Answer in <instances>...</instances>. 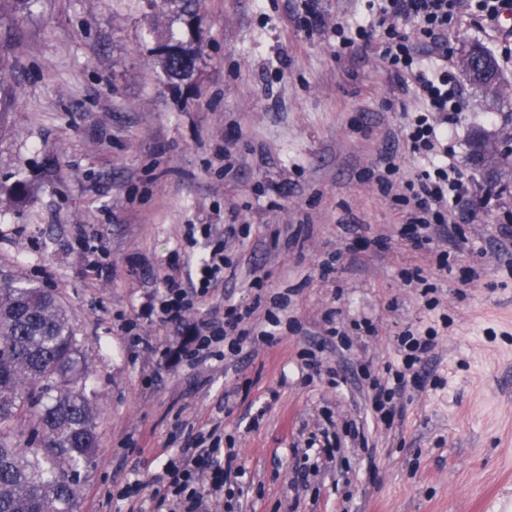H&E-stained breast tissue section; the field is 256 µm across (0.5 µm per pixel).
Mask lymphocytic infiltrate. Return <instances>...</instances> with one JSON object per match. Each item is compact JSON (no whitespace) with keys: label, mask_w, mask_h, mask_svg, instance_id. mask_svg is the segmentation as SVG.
<instances>
[{"label":"lymphocytic infiltrate","mask_w":512,"mask_h":512,"mask_svg":"<svg viewBox=\"0 0 512 512\" xmlns=\"http://www.w3.org/2000/svg\"><path fill=\"white\" fill-rule=\"evenodd\" d=\"M465 8L475 20L493 22L505 10L512 9V0H381L374 26L360 25L352 30L340 20L332 29L344 53L354 57L373 50L387 63L399 89H412L422 95L426 109L412 118L406 133L413 153L426 155L434 151L440 140L446 138L449 124L458 118L460 106L448 71V30ZM403 18L418 21V35L402 29L399 21ZM396 169L394 154H386L383 167L374 178L382 194L410 205L408 221L415 227L411 237L413 248L426 252L434 239L454 241V209L474 184L459 169L453 154L443 152L438 163L423 168L416 179L400 184L391 179ZM224 265V247L218 244L200 257L196 282L184 283L176 270L163 268L161 287L154 298L159 320L181 322L212 288L219 286ZM255 311L252 305H232L224 313L223 325L201 323L195 331V345L183 352L185 359L196 365L223 357L227 352L240 354L244 345L252 341L243 322ZM436 336L432 328L423 338L408 330L398 335L397 341L406 352L402 369L394 372L393 384L377 381L372 385L370 403L376 424H392L398 408L396 398L407 387L406 374L428 357ZM220 443L216 437L208 448L181 449L178 460L168 461L153 475L155 494L167 503L169 512H214L223 500L236 458L222 454Z\"/></svg>","instance_id":"1"}]
</instances>
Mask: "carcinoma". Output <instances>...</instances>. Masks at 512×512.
<instances>
[{
    "mask_svg": "<svg viewBox=\"0 0 512 512\" xmlns=\"http://www.w3.org/2000/svg\"><path fill=\"white\" fill-rule=\"evenodd\" d=\"M195 30L200 0H147ZM30 0H0V20L19 17ZM15 45L0 35V132L7 127ZM160 71L172 86L192 80L200 60L193 41L172 40L154 48ZM494 59L481 44L461 58ZM27 413L37 435L21 447L15 420ZM97 408L87 393L85 366L74 314L51 290L0 282V512H77L73 475L93 461L99 447Z\"/></svg>",
    "mask_w": 512,
    "mask_h": 512,
    "instance_id": "obj_1",
    "label": "carcinoma"
}]
</instances>
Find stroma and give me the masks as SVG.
I'll return each instance as SVG.
<instances>
[{
	"mask_svg": "<svg viewBox=\"0 0 512 512\" xmlns=\"http://www.w3.org/2000/svg\"><path fill=\"white\" fill-rule=\"evenodd\" d=\"M368 0H201L197 31L156 22L144 0H31L17 25V94L0 133V280L56 292L76 315L99 448L76 477L79 512H167L152 473L200 432L218 431L242 477L218 512H505L512 503V30L470 15L454 50L483 44L506 88L492 96L454 68L448 149L477 180L456 210L448 265L413 250L405 207L367 172L396 152L397 180L422 168L399 141L418 100L374 53L336 55L330 25ZM198 39L172 92L159 38ZM483 130L493 168L471 160ZM233 143L237 171L217 157ZM26 193L12 202L10 192ZM191 224L233 225L224 281L182 324L144 307L163 267L195 272L210 246ZM100 239L90 253L76 233ZM331 272H323L326 261ZM435 286L427 309L411 283ZM288 303L272 343L190 366L194 327L227 304ZM371 329H363V321ZM341 337H330L332 328ZM435 328L436 347L392 427L375 426L373 379L397 367L395 338ZM315 352L319 368L305 366ZM339 382H332V375ZM362 427L358 449L348 425ZM140 481L135 497L117 495Z\"/></svg>",
	"mask_w": 512,
	"mask_h": 512,
	"instance_id": "1",
	"label": "stroma"
}]
</instances>
